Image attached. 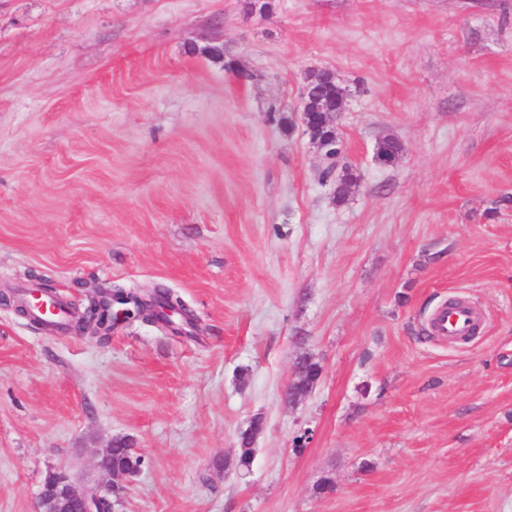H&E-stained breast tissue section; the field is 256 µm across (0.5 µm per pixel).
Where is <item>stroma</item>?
Returning a JSON list of instances; mask_svg holds the SVG:
<instances>
[{
  "mask_svg": "<svg viewBox=\"0 0 512 512\" xmlns=\"http://www.w3.org/2000/svg\"><path fill=\"white\" fill-rule=\"evenodd\" d=\"M272 4L0 0V512L52 475L119 512H512V0ZM324 68L333 162L298 110ZM38 286L158 289L197 330L50 332L14 310ZM452 298L483 314L459 346L426 332ZM324 80L331 87H335V98L333 96H323L319 99L316 108L312 112H316L312 120L309 114V121L306 129L310 135L312 143L317 147L319 152L327 159H333L336 155L329 156L332 143L341 144V135L336 126V112H343L346 108L347 93L341 87L336 79V74L332 70H325ZM329 127L330 137L325 138L323 135L325 129ZM114 445H117V448H121L122 445L115 444L113 442V448ZM125 453H120L112 456V446L110 448H105L103 453L100 455L98 466L100 469L112 474L113 476H121V477H132L134 476L138 469L135 464H132L130 468H127L125 470H117L113 471L112 467L106 464V461L112 457V465L115 467H121L125 465L126 463V456L130 459H139L140 455L136 452L135 448H132V445L130 443L125 444L124 448H121Z\"/></svg>",
  "mask_w": 512,
  "mask_h": 512,
  "instance_id": "35a3bbf8",
  "label": "stroma"
}]
</instances>
